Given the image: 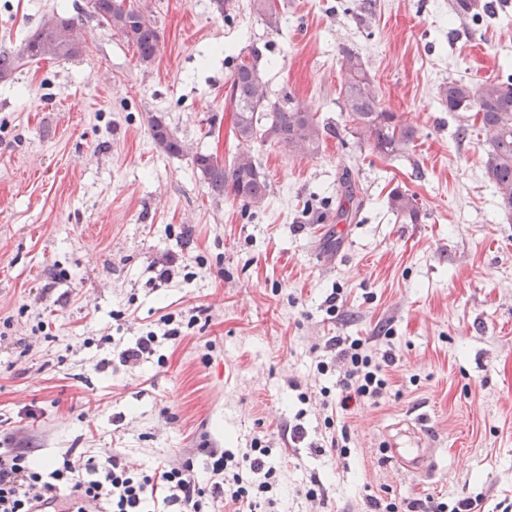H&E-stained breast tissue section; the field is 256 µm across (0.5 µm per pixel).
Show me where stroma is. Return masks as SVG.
<instances>
[{"label": "stroma", "mask_w": 512, "mask_h": 512, "mask_svg": "<svg viewBox=\"0 0 512 512\" xmlns=\"http://www.w3.org/2000/svg\"><path fill=\"white\" fill-rule=\"evenodd\" d=\"M448 2L277 0L274 32L250 0L227 17L212 0H152L161 50L145 68L89 0H0V53L53 14L82 33L76 56L0 79V449L50 463L117 453L143 470L188 458L203 478L210 449L240 455L258 438L278 466V512H364L371 495L512 512V211L477 129L460 132L439 96L451 77L512 74V0L466 20ZM252 44L271 98L292 96L329 129L303 160L256 145L270 184L260 209L214 201L191 157L234 152L225 90ZM345 46L417 127L413 155L350 134ZM156 112L190 153L155 148ZM347 178L361 206L341 221ZM395 188L417 196L420 223L391 210ZM192 311L197 325L159 357L119 363L116 346ZM38 313L50 328L35 335ZM386 329L392 385L344 415L351 454L338 458L319 395L337 377L313 374L315 348ZM419 415L437 446L428 475L386 453L395 425Z\"/></svg>", "instance_id": "35a3bbf8"}]
</instances>
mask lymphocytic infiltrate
I'll return each mask as SVG.
<instances>
[{
	"mask_svg": "<svg viewBox=\"0 0 512 512\" xmlns=\"http://www.w3.org/2000/svg\"><path fill=\"white\" fill-rule=\"evenodd\" d=\"M196 317L167 313L154 329L138 337L134 346H121L123 365L136 366L153 356L163 342L183 336ZM330 359H318L319 374L337 371L339 394L321 388L323 406L345 411L353 401L378 403L388 387L389 370L395 364L392 348H379L359 338L329 337ZM210 482L201 484L189 462L167 464L151 471L132 467L119 455L103 460L63 457L47 465L29 452L13 450L0 457V512H47L60 491L72 495L68 512H143L144 506L163 500L180 512H205L210 500L219 498L227 512H268L280 495L272 450L254 440L242 455L210 449Z\"/></svg>",
	"mask_w": 512,
	"mask_h": 512,
	"instance_id": "lymphocytic-infiltrate-1",
	"label": "lymphocytic infiltrate"
}]
</instances>
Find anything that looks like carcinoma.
<instances>
[{
    "label": "carcinoma",
    "mask_w": 512,
    "mask_h": 512,
    "mask_svg": "<svg viewBox=\"0 0 512 512\" xmlns=\"http://www.w3.org/2000/svg\"><path fill=\"white\" fill-rule=\"evenodd\" d=\"M93 14L106 20L135 49L139 64L151 65L159 51L160 34L146 0H90ZM251 10L272 30H279V13L274 0H251ZM450 8L462 19L485 12L483 0H451ZM81 32L72 18L52 15L33 34L25 37L15 53L0 54V79H5L29 62L43 58H69L79 53ZM342 111L347 113L350 132L386 157H405L416 147L417 128L398 112L381 107L379 92L358 51L344 47L340 52ZM263 51L249 46L229 78V99L233 115L235 151L223 161L218 155L195 153L193 164L208 184L214 200L229 195L247 206L266 204L269 183L253 154V145L270 142L293 158L319 153L328 128L316 114L291 97L271 100L263 76ZM448 111L455 113L459 130L478 127L483 138V168L501 206L512 210V76L473 82L450 79L440 90ZM150 136L168 156L188 152L161 115L148 117ZM391 210L418 223L421 206L415 195L392 190Z\"/></svg>",
    "instance_id": "cac0c4a2"
}]
</instances>
